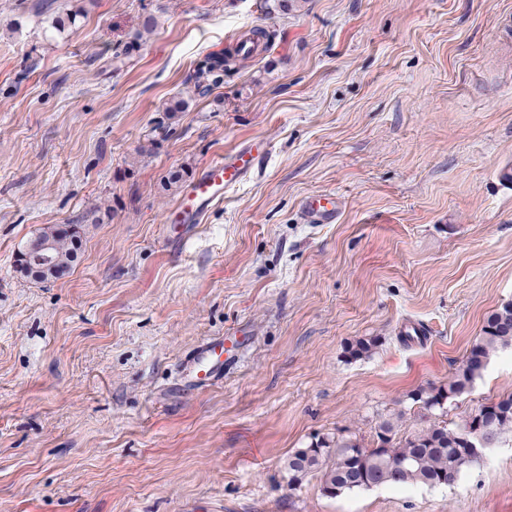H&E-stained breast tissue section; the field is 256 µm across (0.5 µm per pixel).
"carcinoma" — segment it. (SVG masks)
<instances>
[{
	"mask_svg": "<svg viewBox=\"0 0 512 512\" xmlns=\"http://www.w3.org/2000/svg\"><path fill=\"white\" fill-rule=\"evenodd\" d=\"M241 47L206 56L209 65L200 66L186 82V90L165 108L166 118L174 120L196 99L210 96L224 83V75L237 70ZM77 225L67 229L46 227L30 238L20 255L51 244L56 268L38 277L40 281L56 279L79 258ZM375 337L359 338L345 350L352 360L369 356L376 348ZM512 347V301L505 302L487 316L482 336L471 347L448 381L413 391L410 400L418 406L419 427L401 431L405 412L398 411L380 418L373 434L372 448H364L357 436L347 430L324 436L306 448H299L285 463L290 474L321 473V491L331 498L355 490L379 486L401 488L413 484L431 487L455 482L461 469L477 459L466 446V434L460 426L448 427L438 421L448 401L466 393L485 369L497 350ZM482 421L484 434L495 446L501 435L512 433V393L496 402L483 404L470 413Z\"/></svg>",
	"mask_w": 512,
	"mask_h": 512,
	"instance_id": "obj_1",
	"label": "carcinoma"
}]
</instances>
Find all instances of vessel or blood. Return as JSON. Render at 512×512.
Segmentation results:
<instances>
[{"label":"vessel or blood","mask_w":512,"mask_h":512,"mask_svg":"<svg viewBox=\"0 0 512 512\" xmlns=\"http://www.w3.org/2000/svg\"><path fill=\"white\" fill-rule=\"evenodd\" d=\"M264 152L263 145L248 144L223 160L204 167L187 187L178 205L168 212L167 223L198 222L213 204L223 200L225 188L241 181L254 168ZM304 209L307 217L317 223L329 224L336 219V199L332 196L310 198ZM232 346L228 338L201 344L193 357L184 363L183 373L191 376L198 385L221 381L224 377L225 354Z\"/></svg>","instance_id":"obj_1"}]
</instances>
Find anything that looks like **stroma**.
I'll use <instances>...</instances> for the list:
<instances>
[{
    "label": "stroma",
    "mask_w": 512,
    "mask_h": 512,
    "mask_svg": "<svg viewBox=\"0 0 512 512\" xmlns=\"http://www.w3.org/2000/svg\"><path fill=\"white\" fill-rule=\"evenodd\" d=\"M39 2L0 0V512H512V433L449 486L330 498L285 467L340 428L371 446L383 413L416 424L411 393L512 300V0H55L84 10L64 33ZM254 27L272 48L160 129ZM249 141L255 169L172 238L168 171ZM317 194L335 222L307 220ZM70 224V273L24 276L27 240ZM241 329L223 381L178 380ZM509 393L512 347L444 419ZM244 42L233 49H226L220 52L211 53L206 56L208 66H200L185 83L186 90L174 99L164 110L168 120H175L179 112H185L190 103L196 99L210 96L213 90L224 83V75L237 70L241 47ZM215 70L219 72H215Z\"/></svg>",
    "instance_id": "1"
}]
</instances>
